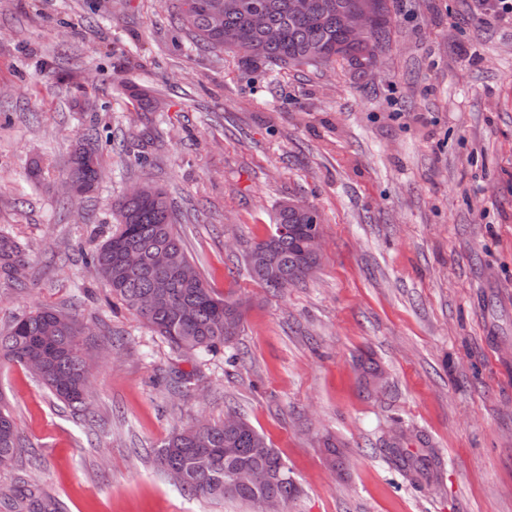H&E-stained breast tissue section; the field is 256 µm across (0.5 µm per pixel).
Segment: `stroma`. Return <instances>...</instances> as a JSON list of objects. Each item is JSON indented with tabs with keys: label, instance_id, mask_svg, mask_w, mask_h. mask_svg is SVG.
Masks as SVG:
<instances>
[{
	"label": "stroma",
	"instance_id": "stroma-1",
	"mask_svg": "<svg viewBox=\"0 0 512 512\" xmlns=\"http://www.w3.org/2000/svg\"><path fill=\"white\" fill-rule=\"evenodd\" d=\"M495 3L394 0L365 77L195 50L177 0H0V230L28 276L0 286V330L53 305L90 327L96 360L86 419L0 359L29 445L0 489L24 479L59 512H261L180 490L156 458L172 432L233 413L287 464L286 512H512V21ZM130 84L163 109L139 111ZM93 125L112 137L104 176L64 205L58 181ZM137 183L167 192L196 270L243 303L224 351L176 352L83 262ZM291 199L320 213L323 256L275 294L242 255ZM367 352L382 388L361 384ZM175 368L194 385L171 391ZM397 428L410 451L435 449L437 480L386 459Z\"/></svg>",
	"mask_w": 512,
	"mask_h": 512
}]
</instances>
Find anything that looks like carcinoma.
Here are the masks:
<instances>
[{
    "mask_svg": "<svg viewBox=\"0 0 512 512\" xmlns=\"http://www.w3.org/2000/svg\"><path fill=\"white\" fill-rule=\"evenodd\" d=\"M196 12L186 17L178 9L179 23L195 43L211 51L224 50L222 33L211 22V9L223 7L224 26H235L246 37L249 54L240 58L246 67L273 66L279 69L328 65L343 59L357 66L371 63L388 43L391 0H379L374 27L366 41L352 43L339 28V14L358 0H308L306 14L291 7L292 0H197ZM267 9L268 27L277 33L271 40L247 27V6ZM130 96L143 112H155L159 102L144 90ZM91 152L84 157L71 154L64 174L83 183L87 192L95 186L94 166L100 164L96 129L83 134ZM146 193L123 195L114 204L112 235L95 246L86 264L106 283L112 298L143 319L171 348L184 353H216L241 332L244 314L238 301L216 295L195 274L184 278L178 270L192 265L175 225L174 211L163 191L144 185ZM320 219L318 212L297 213L280 206L268 235L247 246L244 261L250 277L262 287L280 292L282 283L307 280V273L320 258L307 249L306 237ZM295 226L293 234L282 228ZM127 249L141 253L135 270L125 269L119 255ZM158 252L167 255L164 267L155 264ZM25 269L20 243L0 234V279L9 288L25 286ZM87 338L85 326L75 317L50 306L38 307L14 317L7 331L0 332V357L28 369L37 381L76 413H86L89 394L83 382L82 356ZM404 436L386 444L391 463L409 480L429 481L436 476L438 461L428 448L414 455L402 447ZM23 448V438L10 413L0 405V472L12 468ZM157 459L168 472L178 474L181 489L208 499H228L260 504L267 495L290 502L299 493L293 481L284 486L253 489L224 486L227 469L285 466L281 456L246 420L235 426L213 423L203 431L190 426L172 433L157 449ZM0 503L8 512H57L55 502L32 489L0 492Z\"/></svg>",
    "mask_w": 512,
    "mask_h": 512,
    "instance_id": "cac0c4a2",
    "label": "carcinoma"
}]
</instances>
